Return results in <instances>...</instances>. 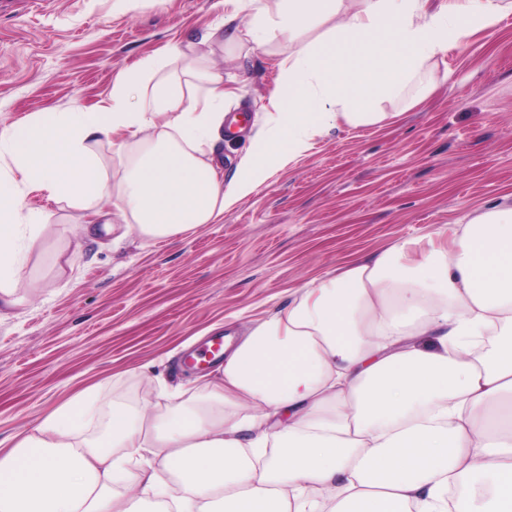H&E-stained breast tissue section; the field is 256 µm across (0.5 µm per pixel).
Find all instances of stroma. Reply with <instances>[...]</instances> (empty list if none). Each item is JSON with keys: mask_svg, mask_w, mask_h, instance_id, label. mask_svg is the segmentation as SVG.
Instances as JSON below:
<instances>
[{"mask_svg": "<svg viewBox=\"0 0 512 512\" xmlns=\"http://www.w3.org/2000/svg\"><path fill=\"white\" fill-rule=\"evenodd\" d=\"M224 17V0H0V125L89 107L142 57L192 40ZM246 128L224 145L232 177L265 120L287 48L212 45ZM435 90L386 104L393 120L340 127L279 169L224 221L165 241L80 234V214L29 192L53 234L24 252V305L0 320V436L37 426L76 391L96 407L151 408L141 365L169 384L195 373L188 354L283 311L336 266L414 241L462 211L512 196V14L429 63ZM69 265L55 267L56 253Z\"/></svg>", "mask_w": 512, "mask_h": 512, "instance_id": "35a3bbf8", "label": "stroma"}]
</instances>
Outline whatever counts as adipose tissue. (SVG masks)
I'll return each mask as SVG.
<instances>
[{
  "mask_svg": "<svg viewBox=\"0 0 512 512\" xmlns=\"http://www.w3.org/2000/svg\"><path fill=\"white\" fill-rule=\"evenodd\" d=\"M246 29L290 45L255 147L224 182V73L172 47L119 73L103 105L0 127V317L20 305L23 248L50 215L88 233L162 241L219 224L315 138L388 123L429 61L496 32L512 0H254ZM320 37L301 42L302 33ZM419 86L411 104L429 94ZM124 158L109 174L101 142ZM304 285L284 313L225 345L213 377L113 404L86 388L33 431L0 438V512H512V203Z\"/></svg>",
  "mask_w": 512,
  "mask_h": 512,
  "instance_id": "ef3b65f1",
  "label": "adipose tissue"
}]
</instances>
